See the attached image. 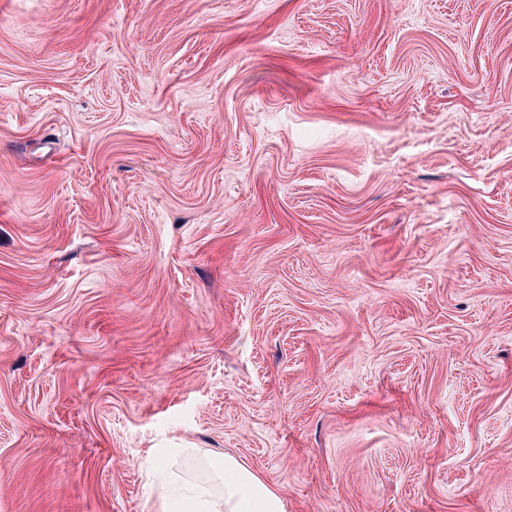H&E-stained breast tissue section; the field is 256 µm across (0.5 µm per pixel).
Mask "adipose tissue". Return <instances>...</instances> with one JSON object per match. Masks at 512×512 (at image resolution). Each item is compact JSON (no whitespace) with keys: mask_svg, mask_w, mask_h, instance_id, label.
Returning <instances> with one entry per match:
<instances>
[{"mask_svg":"<svg viewBox=\"0 0 512 512\" xmlns=\"http://www.w3.org/2000/svg\"><path fill=\"white\" fill-rule=\"evenodd\" d=\"M145 465L158 477L153 512H287L283 494L232 454L207 464L204 479L153 458Z\"/></svg>","mask_w":512,"mask_h":512,"instance_id":"obj_1","label":"adipose tissue"}]
</instances>
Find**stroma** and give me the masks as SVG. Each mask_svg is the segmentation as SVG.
Listing matches in <instances>:
<instances>
[{"instance_id": "35a3bbf8", "label": "stroma", "mask_w": 512, "mask_h": 512, "mask_svg": "<svg viewBox=\"0 0 512 512\" xmlns=\"http://www.w3.org/2000/svg\"><path fill=\"white\" fill-rule=\"evenodd\" d=\"M512 512V0H0V512ZM176 449L183 456L200 454L208 476L200 479L148 458L144 466L157 473L159 489L149 512H287L283 494L241 458L224 454L215 465L200 448Z\"/></svg>"}]
</instances>
